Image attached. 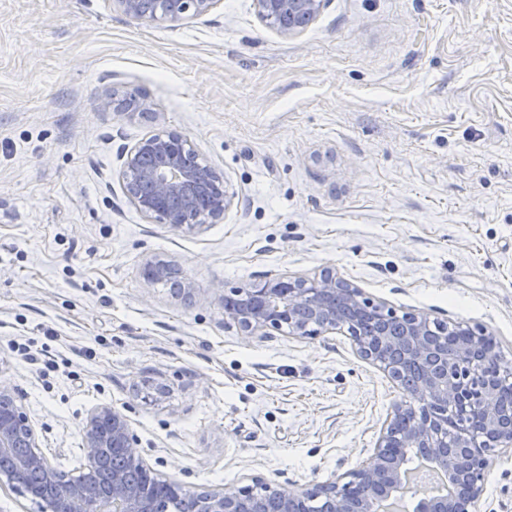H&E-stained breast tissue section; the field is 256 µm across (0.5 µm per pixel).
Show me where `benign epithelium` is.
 <instances>
[{
    "instance_id": "obj_1",
    "label": "benign epithelium",
    "mask_w": 512,
    "mask_h": 512,
    "mask_svg": "<svg viewBox=\"0 0 512 512\" xmlns=\"http://www.w3.org/2000/svg\"><path fill=\"white\" fill-rule=\"evenodd\" d=\"M112 7L139 22L176 27L212 13L223 0H156L147 12L144 0H110ZM326 0H255L259 16L283 36L312 23ZM104 105L129 118L147 110L133 93L112 89ZM195 151L173 130H161L120 153L119 177L133 205L147 218L176 229H194L217 221L231 207L224 175L207 167L204 188L191 161ZM178 273L168 263L149 262L145 281ZM224 313L248 336H267L288 327V334L317 336L347 330L359 355L379 366L395 381L413 377L407 396L395 404L380 431L373 453L339 479L307 484L300 491L252 479L244 486L198 492L169 477L155 476L165 487L149 494L129 484L121 472L89 489L70 479L43 452L16 390L0 380V487L19 490L39 502L42 512H171V503L189 504L188 512H393L392 492L411 491L408 456L422 455L459 486L456 497L421 500L415 512H477L484 494L488 456L512 447V411L499 400V347L482 328L456 324L458 347L448 353L432 336L424 313L395 310L364 296L361 289L326 271L314 277L280 275L221 295ZM462 416L458 445L451 447L448 407ZM136 439L126 417L104 405L93 409L82 429L88 466L96 465L108 446L124 453L131 465L149 469L135 449Z\"/></svg>"
}]
</instances>
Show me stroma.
I'll return each mask as SVG.
<instances>
[{"mask_svg":"<svg viewBox=\"0 0 512 512\" xmlns=\"http://www.w3.org/2000/svg\"><path fill=\"white\" fill-rule=\"evenodd\" d=\"M115 89L147 111L105 108ZM163 128L223 172L219 223L178 231L125 195L121 149ZM157 260L193 293L145 283ZM325 269L512 362V0H327L287 37L254 0L173 29L110 0H0V379L57 466L85 472L107 405L196 490L354 468L402 386L346 333L248 337L219 299ZM479 512H512V449Z\"/></svg>","mask_w":512,"mask_h":512,"instance_id":"1","label":"stroma"}]
</instances>
